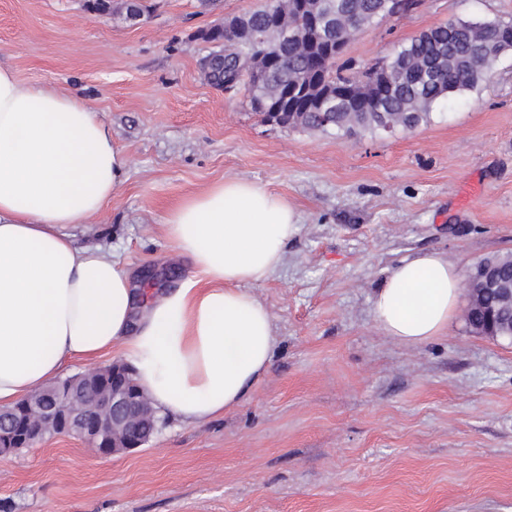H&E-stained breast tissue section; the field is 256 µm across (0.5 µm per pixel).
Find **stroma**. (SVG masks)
<instances>
[{
  "instance_id": "obj_1",
  "label": "stroma",
  "mask_w": 512,
  "mask_h": 512,
  "mask_svg": "<svg viewBox=\"0 0 512 512\" xmlns=\"http://www.w3.org/2000/svg\"><path fill=\"white\" fill-rule=\"evenodd\" d=\"M140 17L86 0H0V64L81 97L130 159L127 180L75 232L112 248L135 282L189 276L165 238L169 208L216 181H255L302 219L257 295L277 346L248 398L108 458L73 435L0 456V512H512V342L466 326L408 346L372 296L403 258L448 252L461 270L512 253V52L477 89L412 132L270 125L244 88L204 78L201 31L258 0H139ZM451 19H512V0H417L350 43L355 66Z\"/></svg>"
}]
</instances>
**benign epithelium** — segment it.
<instances>
[{
	"instance_id": "1",
	"label": "benign epithelium",
	"mask_w": 512,
	"mask_h": 512,
	"mask_svg": "<svg viewBox=\"0 0 512 512\" xmlns=\"http://www.w3.org/2000/svg\"><path fill=\"white\" fill-rule=\"evenodd\" d=\"M480 286L495 288L496 278L487 271L478 284L473 275L465 276L463 287L469 296H475ZM85 385L84 381L70 380L45 389L42 394L55 401L51 407L43 406L35 396L26 400L28 424L23 431L15 427L10 413L0 410V455L30 447L58 431L86 440L105 456L146 444L154 430L155 413L127 365L112 364V387L92 401Z\"/></svg>"
}]
</instances>
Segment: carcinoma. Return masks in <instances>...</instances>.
Masks as SVG:
<instances>
[{
  "instance_id": "carcinoma-1",
  "label": "carcinoma",
  "mask_w": 512,
  "mask_h": 512,
  "mask_svg": "<svg viewBox=\"0 0 512 512\" xmlns=\"http://www.w3.org/2000/svg\"><path fill=\"white\" fill-rule=\"evenodd\" d=\"M296 0L264 2L245 18L257 36L241 41L219 25L209 32L217 43L200 61L205 79L224 86V73H236L249 102L278 101L286 91L304 85L294 97L287 128L345 135L413 131L431 120L440 101L470 91L487 80L483 61H496L512 50V21L458 20L448 28L432 27L399 46L390 56L363 66L356 74H340L328 59V45L307 36L312 16L336 27L344 43L380 21L413 6V0ZM495 270L512 283V255L485 258L469 272ZM466 322L471 331L486 330L480 303H472Z\"/></svg>"
}]
</instances>
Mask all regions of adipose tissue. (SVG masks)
<instances>
[{"instance_id":"adipose-tissue-1","label":"adipose tissue","mask_w":512,"mask_h":512,"mask_svg":"<svg viewBox=\"0 0 512 512\" xmlns=\"http://www.w3.org/2000/svg\"><path fill=\"white\" fill-rule=\"evenodd\" d=\"M128 169L81 98L0 65V408L68 361L116 351L156 409L201 424L241 405L270 366L273 318L253 289L299 235L296 207L244 179L184 198L164 233L194 273L142 302L117 255L77 250L69 234L104 209ZM460 284L447 253L402 259L374 295L373 318L407 345L447 335Z\"/></svg>"}]
</instances>
